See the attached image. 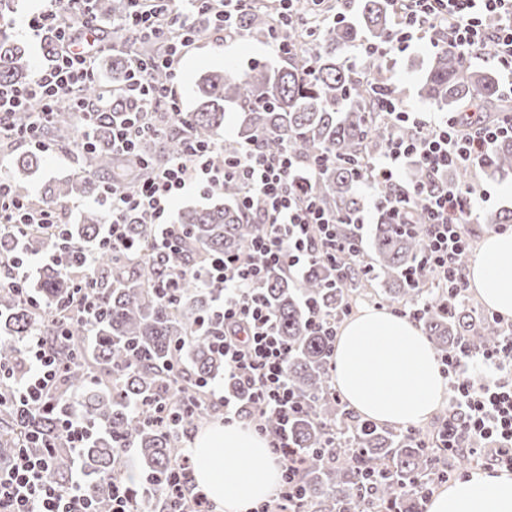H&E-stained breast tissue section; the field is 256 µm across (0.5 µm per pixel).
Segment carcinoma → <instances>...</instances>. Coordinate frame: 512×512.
I'll use <instances>...</instances> for the list:
<instances>
[{
	"label": "carcinoma",
	"mask_w": 512,
	"mask_h": 512,
	"mask_svg": "<svg viewBox=\"0 0 512 512\" xmlns=\"http://www.w3.org/2000/svg\"><path fill=\"white\" fill-rule=\"evenodd\" d=\"M128 8L127 0H98L83 19L108 15L118 23ZM15 10V0H0V83L21 85L28 67L25 51L5 30ZM269 12L266 3L244 13L240 29L249 38L266 40ZM391 27L389 0H359L354 17L324 27L314 48L301 26L289 24L288 42L293 50L285 65L255 64L242 74L213 71L204 77L199 86L201 103L189 114L187 134L205 142L216 138L232 111L241 114V126L236 139L224 142L228 154L256 141L270 152L288 149L303 167L329 152L338 162L322 170L313 188L331 210H359L354 170L380 152L391 129L372 111L374 96L362 84L361 73L341 59L340 48L367 39L381 42ZM126 40L130 56L101 60L112 70V85L121 89L130 57L148 59L159 51L152 39L138 33H129ZM366 70L376 90L391 84V71L383 62L372 60ZM108 93L107 87L92 83L78 97L90 104ZM419 94L452 112L507 110L491 73L472 70L463 56L441 48L429 59ZM87 131L96 150L82 155L81 171L45 189V203L57 209L64 208L76 192H100L95 174L110 175L118 167L108 126L94 122ZM46 134L79 140L75 112L68 107L58 109ZM183 139L181 128L173 125L163 136L141 139L134 177L146 173L142 161L156 167L179 154ZM39 163L33 154L23 158L11 181L15 196L27 197L22 176ZM481 165L492 174L512 172V138L496 142ZM241 194V185L228 182L212 204L183 208L177 217L179 234L167 249L155 247V225H127L131 239L144 250L138 262L129 264L103 247L96 251L87 274L83 248L99 244L107 221L102 211L89 209L78 223L63 225L69 249L66 265L46 267L35 285L20 284V292L6 282L0 285V327L4 329L0 368L7 370L0 389L6 391L26 378L24 344L38 331L53 343L61 363L54 397L64 399L93 384L75 406L95 429L75 456L65 446L58 410L37 412L22 428L17 405L8 396L0 404V460L9 462L20 448L35 442L50 444L55 453L54 480L66 484L73 466L80 463L88 478L87 490L98 500L101 512H106L110 476L117 471L121 446L128 444L140 459L141 479L126 474L133 512H165L164 497L146 478L164 477L181 456L182 441L178 433L150 425V414H137L131 406L157 398L177 414L180 430L191 432L214 411L200 384L223 376L225 368L214 346L222 327L215 324L207 330L198 324L210 317L212 302L222 289L202 287L184 278L175 297L168 299L158 286L173 273L199 266L212 255L248 250L259 226L238 205ZM60 242L51 224L24 228L0 224V272L10 270V262L26 253L46 249L59 253ZM372 250L368 275L354 265L339 280L334 268L316 262L299 282L279 268H270L262 283L276 331L292 349L289 385L306 403V411L288 426L289 444L306 461L298 474L305 488L298 512H418L413 487L429 485L446 471L455 472L465 459L463 454H448L435 447L432 431L414 435L403 429L364 427L350 409L335 400V383L327 369L333 338L312 331L311 310L339 317L350 306V291L376 281L386 300L399 306L424 305L418 324L440 357L461 341L481 350L500 336L496 323L479 317L461 298L448 301L442 290L427 288L434 275L419 265L422 240L401 232L384 209L378 210ZM414 268L419 270L417 285L409 277ZM81 286L88 287V294L100 303L97 314L89 319L79 316ZM174 366L184 370L176 381L171 371ZM376 471L382 479L369 494L365 478Z\"/></svg>",
	"instance_id": "carcinoma-1"
}]
</instances>
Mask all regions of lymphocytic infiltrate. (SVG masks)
<instances>
[{"instance_id":"1","label":"lymphocytic infiltrate","mask_w":512,"mask_h":512,"mask_svg":"<svg viewBox=\"0 0 512 512\" xmlns=\"http://www.w3.org/2000/svg\"><path fill=\"white\" fill-rule=\"evenodd\" d=\"M88 0H50L49 8L27 22L34 35L55 34L56 53L24 85L0 83V134L46 151L50 145L42 129L58 106L67 104L82 124H90L110 112L109 101L86 104L78 98L82 86L98 78L97 51L85 47L79 32L63 30L64 19L81 12ZM171 0H131L125 25L142 30L163 45L150 61H137L129 69L125 93L136 101L129 115L112 122V151L126 157L135 152L136 141L145 135H161L168 124H185L175 82L184 49L199 36L196 19L210 18L217 42L240 38L238 18L260 5L261 0H183L181 8ZM394 25L385 43L368 41L354 45L352 57L363 63L407 50L411 43L429 37L435 47L470 56L483 55L493 47L496 67L512 75V0H390ZM378 109L397 132L388 137L378 158L357 172L358 187L375 190V205L385 206L392 223L414 232L423 241L421 257L437 275L449 297L466 293L468 279L459 264L471 243L462 226L477 201L475 186L446 182L426 190L407 184L402 170L416 162L432 174L466 166L477 169L488 149L503 137H512V111L495 124L468 115L466 123L456 116L435 122L426 119L394 93L376 94ZM30 111V122L14 127V113ZM413 136L400 135V128ZM335 156L324 153L297 172L288 152L276 154L250 143L235 155L224 152L220 141L202 143L185 139L181 153L164 167L133 187L104 185L99 201L108 215L103 242L126 262H137L138 245L127 234L129 223L152 224L160 245H167L177 231L171 222V204L177 197L199 190H223L225 183L242 184V209L251 212L260 226L245 253L206 261L191 275L201 284L220 283L213 316L223 325L215 345L224 358L226 379H238L248 387V399L224 393L219 399L225 423L246 422L268 439L281 465L282 482L259 512H284L287 503L301 499L304 490L295 477L304 459L288 445V425L304 410L288 384L291 350L274 326V315L261 294L265 272L281 267L301 273L315 260L344 271L345 257L359 256L363 242L364 215L347 218L325 209L312 184L316 175ZM389 195H380V188ZM424 221L411 223V210ZM0 215L8 223L61 224L52 207L17 198L7 178L0 177ZM350 224L352 234L343 238L337 225ZM503 335L493 347L481 352L466 344L443 359L441 372L450 385L452 411L439 433L441 447L489 459L491 465L512 469V320H503ZM29 375L18 389L19 404L32 412L50 401L51 388L60 366L42 334L26 343ZM254 413H247L246 403ZM272 416L276 429H268L264 416ZM51 453L19 451L12 464L0 467V512H97L81 473H74L68 489H60L51 477ZM165 498L171 512H212V506L191 484L187 459L170 468L164 480Z\"/></svg>"}]
</instances>
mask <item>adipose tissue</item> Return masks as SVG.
I'll return each mask as SVG.
<instances>
[{
    "label": "adipose tissue",
    "instance_id": "ef3b65f1",
    "mask_svg": "<svg viewBox=\"0 0 512 512\" xmlns=\"http://www.w3.org/2000/svg\"><path fill=\"white\" fill-rule=\"evenodd\" d=\"M468 277L486 307L512 316V232L485 237ZM334 368L349 406L380 424L425 422L446 395L434 350L420 328L384 309H362L342 327ZM190 451L194 484L224 512H251L276 489L279 465L265 439L245 425H208L197 432ZM427 510L512 512V472L472 471L438 491Z\"/></svg>",
    "mask_w": 512,
    "mask_h": 512
}]
</instances>
